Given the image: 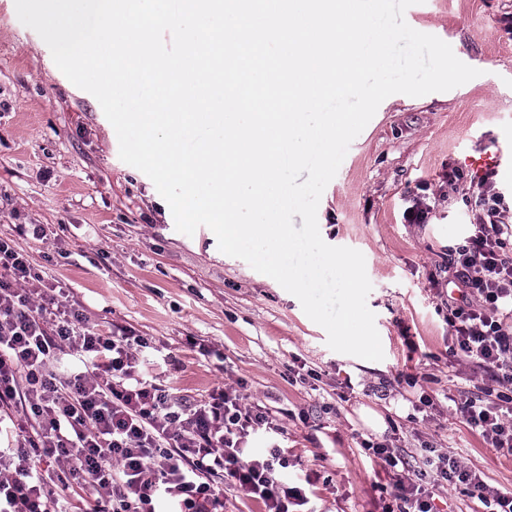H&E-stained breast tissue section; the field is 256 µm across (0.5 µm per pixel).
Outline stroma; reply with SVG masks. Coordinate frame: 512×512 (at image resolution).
I'll use <instances>...</instances> for the list:
<instances>
[{
    "label": "stroma",
    "instance_id": "1",
    "mask_svg": "<svg viewBox=\"0 0 512 512\" xmlns=\"http://www.w3.org/2000/svg\"><path fill=\"white\" fill-rule=\"evenodd\" d=\"M512 0H434L420 32L445 36L478 77L446 92L387 97L352 141L325 188L323 240L365 257L384 358L333 351L299 300L247 262L219 256L214 233L175 228L150 178L119 157L99 102L58 69L15 0H0V236L12 238L50 283L88 310L101 333L131 328L151 342L148 375L189 400L244 380L286 434L289 475L314 473L312 512H383L389 478L363 441H390L420 457L450 452L512 496V457L462 423L456 405L475 391L473 371L448 348V249L462 241L467 186L443 179L466 155L512 140ZM434 204L428 223L405 221L418 187ZM20 224H50L38 240ZM219 348L201 355L188 337ZM304 365L317 379L295 382ZM427 376L420 387L400 373ZM434 407L412 420L421 393Z\"/></svg>",
    "mask_w": 512,
    "mask_h": 512
}]
</instances>
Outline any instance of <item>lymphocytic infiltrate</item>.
Instances as JSON below:
<instances>
[{
  "mask_svg": "<svg viewBox=\"0 0 512 512\" xmlns=\"http://www.w3.org/2000/svg\"><path fill=\"white\" fill-rule=\"evenodd\" d=\"M471 231L448 251L449 350L480 377L457 412L490 447L512 455V200L491 175L471 181ZM145 337L102 334L61 285L46 283L13 239L0 237V512H218L223 486L265 512H301L309 498L281 476L288 453L251 454L250 437L279 432L245 382L188 401L145 380ZM392 475L386 512H438L445 487L466 485L498 512H512L480 473L428 448L417 471L386 443H369Z\"/></svg>",
  "mask_w": 512,
  "mask_h": 512,
  "instance_id": "lymphocytic-infiltrate-1",
  "label": "lymphocytic infiltrate"
}]
</instances>
